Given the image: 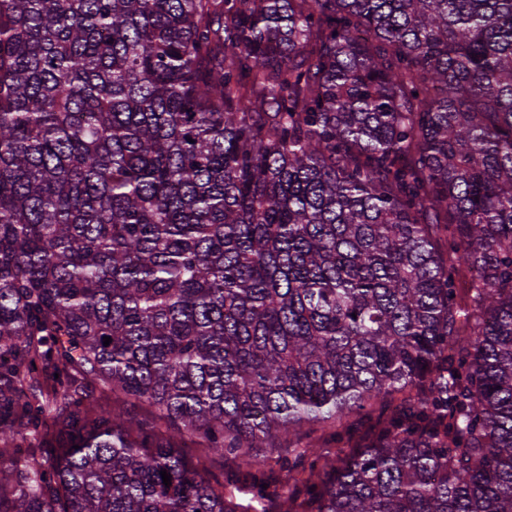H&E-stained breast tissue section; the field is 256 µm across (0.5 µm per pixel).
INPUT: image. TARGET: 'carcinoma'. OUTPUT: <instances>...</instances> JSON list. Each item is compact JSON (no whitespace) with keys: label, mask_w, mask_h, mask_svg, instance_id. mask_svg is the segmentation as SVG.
<instances>
[{"label":"carcinoma","mask_w":512,"mask_h":512,"mask_svg":"<svg viewBox=\"0 0 512 512\" xmlns=\"http://www.w3.org/2000/svg\"><path fill=\"white\" fill-rule=\"evenodd\" d=\"M272 499L512 512V0H0V512ZM184 445L186 447L184 448V451L188 456H191L194 459L201 458L203 461H205L208 471L212 476L219 478L221 481L224 479L223 459L218 457H206L203 447L200 446L197 442L186 440Z\"/></svg>","instance_id":"1"}]
</instances>
